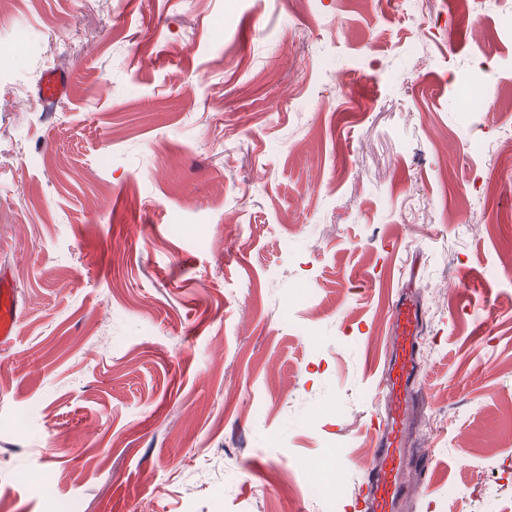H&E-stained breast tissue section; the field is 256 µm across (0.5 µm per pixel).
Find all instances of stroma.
<instances>
[{
	"label": "stroma",
	"instance_id": "stroma-1",
	"mask_svg": "<svg viewBox=\"0 0 512 512\" xmlns=\"http://www.w3.org/2000/svg\"><path fill=\"white\" fill-rule=\"evenodd\" d=\"M494 0H17L0 45L8 512H334L423 309L398 512H512V35ZM484 98L460 108V73ZM67 91L43 106L48 70ZM470 489L466 500L453 489ZM16 328V295L14 288H6L0 278V343L5 344Z\"/></svg>",
	"mask_w": 512,
	"mask_h": 512
}]
</instances>
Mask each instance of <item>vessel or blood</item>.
I'll return each instance as SVG.
<instances>
[{
    "label": "vessel or blood",
    "mask_w": 512,
    "mask_h": 512,
    "mask_svg": "<svg viewBox=\"0 0 512 512\" xmlns=\"http://www.w3.org/2000/svg\"><path fill=\"white\" fill-rule=\"evenodd\" d=\"M392 319L391 336L387 342L388 376L382 383L388 408L372 421L380 439L373 450L374 465L355 495L357 512H393L397 501L406 492L402 480L406 464L401 442L406 407L412 399L409 389L416 371L421 321L420 302L415 292H407L393 303ZM15 328V291L0 282L1 344L14 335Z\"/></svg>",
    "instance_id": "vessel-or-blood-1"
}]
</instances>
